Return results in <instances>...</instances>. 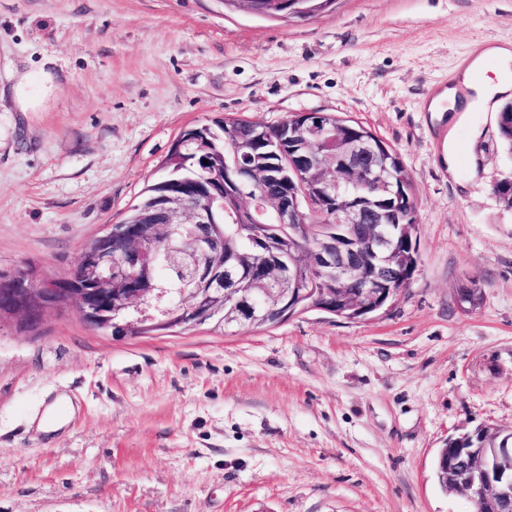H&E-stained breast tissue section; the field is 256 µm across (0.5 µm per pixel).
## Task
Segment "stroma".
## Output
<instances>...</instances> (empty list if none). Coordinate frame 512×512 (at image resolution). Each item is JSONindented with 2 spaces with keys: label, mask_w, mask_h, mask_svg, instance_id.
<instances>
[{
  "label": "stroma",
  "mask_w": 512,
  "mask_h": 512,
  "mask_svg": "<svg viewBox=\"0 0 512 512\" xmlns=\"http://www.w3.org/2000/svg\"><path fill=\"white\" fill-rule=\"evenodd\" d=\"M512 0H0V269L67 276L185 130L296 112L362 123L416 189L418 270L358 320L120 338L66 307L0 320V512H473L435 476L449 438L512 427V173L497 98L425 109ZM37 84L20 107L25 77ZM482 303L464 309L461 287ZM51 423L39 430L35 420Z\"/></svg>",
  "instance_id": "stroma-1"
}]
</instances>
